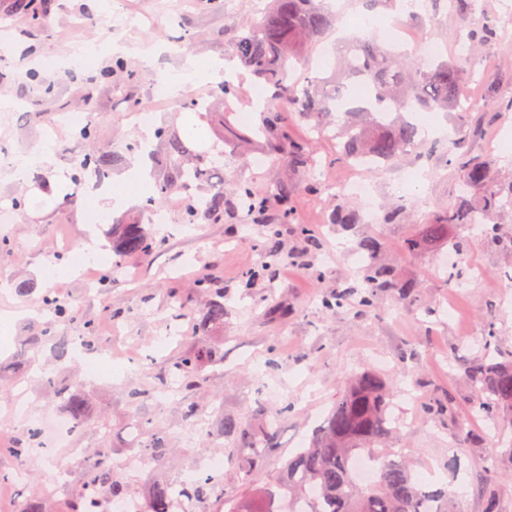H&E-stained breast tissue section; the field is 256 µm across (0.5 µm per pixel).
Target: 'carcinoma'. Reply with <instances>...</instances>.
<instances>
[{
  "label": "carcinoma",
  "instance_id": "carcinoma-1",
  "mask_svg": "<svg viewBox=\"0 0 512 512\" xmlns=\"http://www.w3.org/2000/svg\"><path fill=\"white\" fill-rule=\"evenodd\" d=\"M334 18L319 0H269L261 17L241 27L232 43V54L239 64L259 82L272 86L275 97L288 98V109L317 134L337 128L339 138L335 160L367 170L395 163L408 149H416L418 127L403 117L405 112H468L473 104H465L468 74L452 59H437L422 65L415 53L397 51L371 38L355 39L356 54L341 50L332 67V79L322 82L309 77L300 85L292 80L294 71L312 68L314 52L326 38ZM498 39V27L485 20L467 35L470 44H491ZM460 140L448 154V166L457 176L454 204L432 215L422 225L420 236L408 239L404 251L419 253L425 246L448 238L453 226L482 224V238L496 246L512 249V237L503 240L501 219L511 214L506 198L512 197V173L505 175L489 154H476L471 140L483 132L481 119L458 118ZM157 138L165 146L169 164L166 179L155 186L152 201L159 202L177 186L189 180L211 183L218 167L207 164L190 147V137H182L165 127L157 130ZM314 140L288 144V157L297 166H307L314 156ZM111 167L104 155L86 154L77 167L79 174H103ZM234 195L246 217H255L273 202L288 201V186L275 183L260 192L242 183L234 186ZM224 186H212L205 199H188L182 223L196 224L201 219L217 221L224 217ZM115 262L145 254L154 242L151 229L137 222L114 224L107 232ZM381 244L368 237L359 243L366 261L359 273L364 290L358 307L373 310L379 293L395 291L408 298L415 285L401 280L394 266L378 259ZM173 317L185 320L194 310L177 293L169 292ZM43 304L51 311L54 323L73 320L71 309L46 294ZM201 322L209 329L224 326L222 296L212 298L201 312ZM495 323L489 322L483 341L484 356L467 368L472 390V409L492 423L496 429L512 428V359L492 354ZM34 345L52 343L58 360L68 356L69 338L58 336L53 326L32 329ZM217 357L216 351L187 349L168 360L157 374L164 389L174 380L190 393L204 387L205 367ZM44 389L52 395L57 407L79 425L91 420L89 403L76 379L59 378L44 373L39 377ZM394 383L372 371H362L343 378V387L321 425L314 429L308 446L298 448L285 462L278 475L261 484L258 474L264 455L256 452L246 459L237 458L239 448H272L285 414L264 420L258 429L247 428L227 419L220 434L229 438L228 457L235 462L242 478L241 493L230 500L224 497V478L205 475L186 484L184 493L194 498L202 509L214 501V512H452L448 491L419 482L410 463L394 453L391 445L400 436L393 417ZM436 411L453 420L459 433H465L468 419L457 412L453 399L436 405ZM39 434L29 428L1 448L15 458L24 459L38 443ZM141 451L158 462H166L172 445L165 432L151 429ZM114 450L101 448L91 459L80 478L78 495L70 500L68 512H111L114 501L128 498V490L117 474ZM365 454L376 463L374 478L360 482L350 469L351 458ZM141 512H176V485L163 481L148 484L142 492Z\"/></svg>",
  "mask_w": 512,
  "mask_h": 512
}]
</instances>
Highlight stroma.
<instances>
[{"label":"stroma","mask_w":512,"mask_h":512,"mask_svg":"<svg viewBox=\"0 0 512 512\" xmlns=\"http://www.w3.org/2000/svg\"><path fill=\"white\" fill-rule=\"evenodd\" d=\"M267 0H231L213 9L209 0H124L134 13L120 31L130 51L118 54L113 44L100 40L102 26L112 21V10L99 0H38L34 10L0 0V95L14 105L0 115V206L16 209L15 220L0 230V362H20L30 324L50 321L39 310L40 296L53 292L74 311L73 321L56 326L57 334L81 337L94 331L106 339L111 325H118L123 342L115 349L119 362L111 371L87 375L82 362H55L50 346L35 353L32 372L47 371L78 378L90 405L92 423L81 428L73 448L38 450L25 463L0 455V471L26 467L25 487L0 484V512H18L24 495H40L50 483H60L61 495L49 505L50 512H66L70 493L95 448H112L116 457L137 450L143 430H164L178 454L175 463L149 461L141 469H123L119 475L133 491L153 480L182 481L218 445H205L182 417L183 396L160 393L134 400L133 391L152 388L162 359L178 356L187 345L218 350L222 359L205 369L204 392L194 394L199 420L216 429L230 418L251 427L262 413L290 406L277 446L268 452L266 477H273L294 449L307 441L314 427L328 413L344 374L368 369L396 381L395 414L411 421L395 443V452L412 461L423 482L447 487L454 512H484L488 495H496L499 512H512V444L499 442L490 426L474 420L467 428L468 449L457 452L455 425L430 410L435 400L454 397L469 410L472 392L464 375L469 363L483 354L485 323L497 327L495 348L501 356L512 355V301L501 298V284L512 277V252L488 245L469 235V263L464 268H440L438 258L451 254L442 243L408 256L407 238L419 235L421 225L433 212L455 200V179L446 164L448 117H439V131L395 164L369 175L380 205L405 196L410 221L385 224H354L342 227L329 217L340 205L362 209L355 195L337 196L336 186L353 172L334 160L336 145L321 142L314 147L317 160L327 165L328 184L316 192L305 189L307 171L287 164L282 152L272 150L257 132L261 122L251 94L256 86L250 75L234 70L228 78L240 86L239 98L225 101L217 91L221 76L185 84L179 102H154L161 78L192 70L209 61L226 60L237 26L258 17ZM340 15L338 30L345 36L378 32L392 18L423 27L426 36L439 41L446 58H458L468 30L485 16L498 22V42L485 46L468 62L471 78L467 94L475 104L496 100L500 111H489L476 147L488 152L496 136L512 141V55L502 46L512 43V0H478L475 10L461 15L449 10L447 0H423L418 12L396 13L380 7L366 10L361 0H335ZM94 46L96 54L83 63L73 51ZM149 47L144 57L133 47ZM123 69H115V60ZM201 99L209 112L199 115L185 109L188 99ZM153 104L154 127L178 132L200 126L193 150L206 159L222 158L224 182H243L263 189L273 183L287 184L294 221L313 228L319 241L311 250L289 228L278 248L273 280L248 283L244 274L263 265L265 250L262 224L246 222L234 203H227L220 224L181 221L187 195H206L209 187L197 185L192 192L174 191L163 208L165 223L156 225L153 251L128 260L114 273L111 288L90 287L88 280L59 274L75 252L91 260V277L109 268L112 254L104 250V233L110 225L144 219L141 199L109 212L89 206L87 193L100 180L127 174L135 160H143L151 181L163 179L165 158L159 140H146L133 124L131 111ZM92 122L96 135L94 153L111 156L113 166L105 177L78 176L74 133ZM53 152L54 164L27 181L13 180L10 158L38 147ZM427 176H414L415 167ZM62 176L66 185L52 197L49 184ZM375 237L382 255L392 262L401 278L413 281L417 295L402 300L397 293L383 292L373 312L356 306L330 314L321 306L323 295L357 286L356 260L361 239ZM212 279L224 291V332L214 335L198 320L172 321L167 293L190 295L195 309L206 306V296L193 293L192 284ZM29 291L18 294L15 283ZM119 311L111 320L104 302ZM111 309V310H112ZM21 372L13 388V400L0 401V440L20 434L27 414L55 409L52 397ZM104 416L108 427L95 423ZM456 468H449V457Z\"/></svg>","instance_id":"35a3bbf8"}]
</instances>
